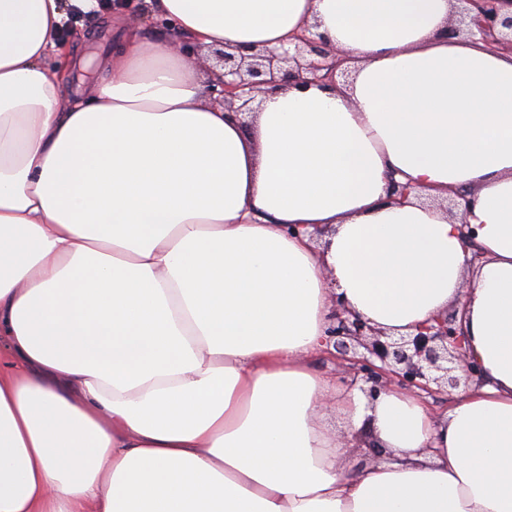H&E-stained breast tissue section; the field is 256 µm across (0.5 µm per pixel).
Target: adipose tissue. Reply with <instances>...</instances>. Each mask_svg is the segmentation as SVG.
Returning a JSON list of instances; mask_svg holds the SVG:
<instances>
[{"instance_id":"ef3b65f1","label":"adipose tissue","mask_w":512,"mask_h":512,"mask_svg":"<svg viewBox=\"0 0 512 512\" xmlns=\"http://www.w3.org/2000/svg\"><path fill=\"white\" fill-rule=\"evenodd\" d=\"M147 2L167 29L114 9L66 92L98 0H0V512H512V53L452 34L460 0ZM182 34L319 35L350 80L244 122ZM335 294L397 335L464 299L485 383L441 417L341 390L310 362ZM361 430L394 461L349 473ZM73 22L79 28L76 38L71 40L66 48L72 55H83L87 61V67L84 71H74L78 78L87 81L97 76L96 58L103 46H108L112 42V29L100 21L98 14H85L73 19ZM92 69V76L88 77L87 72ZM84 75H87L84 76Z\"/></svg>"}]
</instances>
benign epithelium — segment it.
I'll return each mask as SVG.
<instances>
[{"label": "benign epithelium", "instance_id": "obj_1", "mask_svg": "<svg viewBox=\"0 0 512 512\" xmlns=\"http://www.w3.org/2000/svg\"><path fill=\"white\" fill-rule=\"evenodd\" d=\"M476 15L461 18L463 31L475 27L489 45L512 49V16H500V0H470ZM507 33L497 35L498 27ZM223 72L217 82L224 109L246 116L255 94L296 80H331L339 65L326 63L333 51L320 37H301L280 52L210 49ZM465 307L453 309L422 325L414 334L394 336L374 327L335 297L333 323L326 329V353L350 365L349 388L359 387L369 402L394 387L419 389L429 395L452 396L460 386L486 381L482 367L466 356L463 318Z\"/></svg>", "mask_w": 512, "mask_h": 512}]
</instances>
